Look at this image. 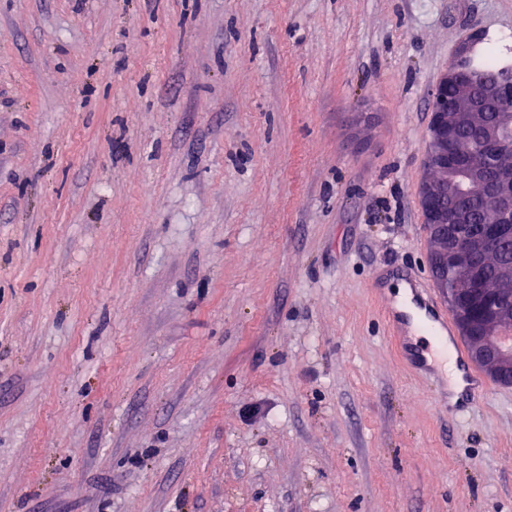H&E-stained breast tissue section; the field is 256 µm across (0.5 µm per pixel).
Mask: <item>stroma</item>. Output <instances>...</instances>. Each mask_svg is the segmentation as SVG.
I'll use <instances>...</instances> for the list:
<instances>
[{
	"mask_svg": "<svg viewBox=\"0 0 512 512\" xmlns=\"http://www.w3.org/2000/svg\"><path fill=\"white\" fill-rule=\"evenodd\" d=\"M512 0H0V512H512L379 288Z\"/></svg>",
	"mask_w": 512,
	"mask_h": 512,
	"instance_id": "stroma-1",
	"label": "stroma"
}]
</instances>
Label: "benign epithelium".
I'll return each instance as SVG.
<instances>
[{
    "instance_id": "benign-epithelium-1",
    "label": "benign epithelium",
    "mask_w": 512,
    "mask_h": 512,
    "mask_svg": "<svg viewBox=\"0 0 512 512\" xmlns=\"http://www.w3.org/2000/svg\"><path fill=\"white\" fill-rule=\"evenodd\" d=\"M481 34L464 42L432 93L429 150L419 201L429 243V264L453 313L475 365L498 384L512 386V299L487 288L482 259L512 242V172L488 174L471 165L457 147V128L474 127L491 154L512 132V71L493 75L469 64ZM463 196L485 199L499 223L480 225L472 212L457 204ZM455 275L448 287V274Z\"/></svg>"
}]
</instances>
